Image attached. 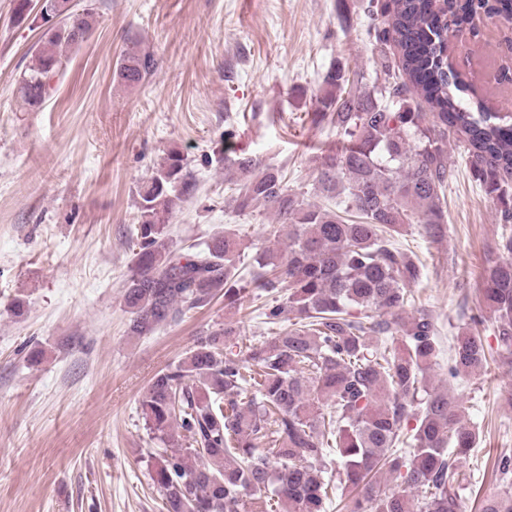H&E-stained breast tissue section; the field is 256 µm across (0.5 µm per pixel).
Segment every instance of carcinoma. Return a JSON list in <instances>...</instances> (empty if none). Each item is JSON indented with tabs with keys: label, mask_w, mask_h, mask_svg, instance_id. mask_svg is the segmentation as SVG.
Returning <instances> with one entry per match:
<instances>
[{
	"label": "carcinoma",
	"mask_w": 512,
	"mask_h": 512,
	"mask_svg": "<svg viewBox=\"0 0 512 512\" xmlns=\"http://www.w3.org/2000/svg\"><path fill=\"white\" fill-rule=\"evenodd\" d=\"M393 2L391 11L368 10L384 83L360 90L343 66L323 77L312 121L336 128L344 147L320 157L311 188L290 186L281 167L233 160L238 208L270 210L267 238L285 237L283 251L258 247L248 263L247 246L230 230L171 249L169 218L193 190L174 151L139 187L124 293L129 335L152 336L219 297L228 308L241 305L245 266L265 294V323L298 318L246 348L241 322H226L153 377L139 408L151 439L165 444L146 453L161 512H324L337 490L324 466L331 454L350 492L347 512H459L480 433L448 390L427 382L439 327L425 309L405 315L426 266L399 236L410 224L443 236L450 143L461 145L499 201L502 223L512 224V114L488 112L480 98L462 104L457 93L467 85L448 63L449 34L491 12L488 0ZM55 14L59 23L43 29L21 73L31 107L96 22L89 4L44 0L42 16ZM153 68L134 44L117 76L130 86ZM424 103L436 122L420 111ZM497 251L501 258L486 260L479 275L484 313L448 339L453 379L512 363V230ZM390 477L404 487H388ZM478 512H512V490L484 498Z\"/></svg>",
	"instance_id": "carcinoma-1"
}]
</instances>
